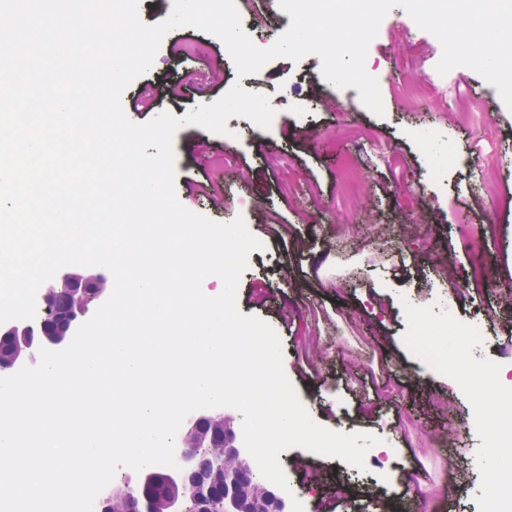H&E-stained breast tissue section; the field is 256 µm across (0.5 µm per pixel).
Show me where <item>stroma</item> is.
<instances>
[{
    "label": "stroma",
    "instance_id": "stroma-1",
    "mask_svg": "<svg viewBox=\"0 0 512 512\" xmlns=\"http://www.w3.org/2000/svg\"><path fill=\"white\" fill-rule=\"evenodd\" d=\"M243 29L272 45L289 15L264 0L240 6ZM440 41L402 8L381 21L365 60L383 115L356 88L326 82L321 60L277 58L238 76L218 37L169 31L151 68L122 95L137 124L181 118L234 83L267 95L269 130L231 117L227 134L196 125L173 137L175 190L188 210L217 222L243 218L261 241L240 277L242 314L280 338L283 368L310 417L359 430L364 447L389 448L345 468L300 447L282 470L306 512H487L486 432L473 428L471 394L438 365L426 338L439 331L443 298L468 291L456 321L480 324L468 354L488 370L512 365V110L474 70L439 74ZM152 84V107L132 105ZM417 92L405 104L397 85ZM216 198L194 199L195 182ZM481 265L485 279L467 275Z\"/></svg>",
    "mask_w": 512,
    "mask_h": 512
}]
</instances>
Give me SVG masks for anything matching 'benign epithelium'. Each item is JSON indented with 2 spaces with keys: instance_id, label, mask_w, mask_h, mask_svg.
Masks as SVG:
<instances>
[{
  "instance_id": "obj_1",
  "label": "benign epithelium",
  "mask_w": 512,
  "mask_h": 512,
  "mask_svg": "<svg viewBox=\"0 0 512 512\" xmlns=\"http://www.w3.org/2000/svg\"><path fill=\"white\" fill-rule=\"evenodd\" d=\"M112 280L108 273L96 266L71 265L54 279L46 282L39 302L43 309L60 310L59 324L48 328L45 321L35 324L26 319H13L0 323V338L35 337L33 349L17 354L0 363L1 369L17 372L24 366H35L39 360V350H59L67 347L74 337L69 329L81 323L84 314L81 309L92 298L99 299L109 293ZM226 430L222 438L224 460L228 464L221 469H212L201 459L196 442L188 440L182 448L179 459L181 465L168 471L169 483L175 487L187 486L193 491L196 501L194 512H213L211 502L220 500L221 512H252L256 504L269 505V512H284V501L270 489L269 482L252 483L247 474L250 456L242 449L233 447L234 438L229 428L232 420L221 414ZM147 475L124 478L121 485L112 489V500L108 512H153V502L141 500L139 492L144 487Z\"/></svg>"
}]
</instances>
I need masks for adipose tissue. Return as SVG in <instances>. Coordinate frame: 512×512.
I'll return each instance as SVG.
<instances>
[{"instance_id": "ef3b65f1", "label": "adipose tissue", "mask_w": 512, "mask_h": 512, "mask_svg": "<svg viewBox=\"0 0 512 512\" xmlns=\"http://www.w3.org/2000/svg\"><path fill=\"white\" fill-rule=\"evenodd\" d=\"M488 433L493 443L489 449L485 469L490 476L486 486L490 512H512V470L505 461L512 457V448L503 447L504 438L512 433V416L497 415L489 420Z\"/></svg>"}]
</instances>
